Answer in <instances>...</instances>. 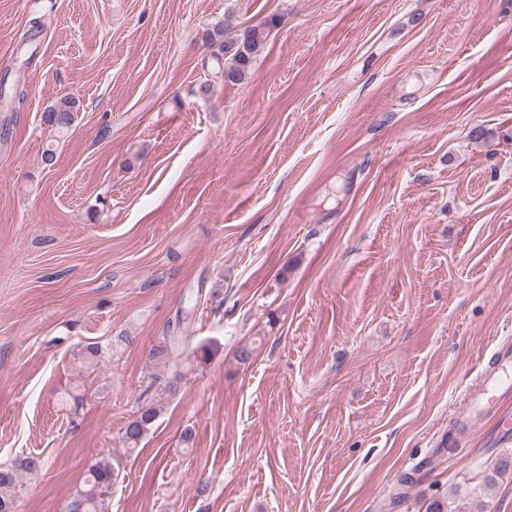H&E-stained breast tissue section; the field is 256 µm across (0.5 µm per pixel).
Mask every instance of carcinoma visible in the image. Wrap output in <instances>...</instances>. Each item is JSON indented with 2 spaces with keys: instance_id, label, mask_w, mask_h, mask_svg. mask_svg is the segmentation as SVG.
<instances>
[{
  "instance_id": "cac0c4a2",
  "label": "carcinoma",
  "mask_w": 512,
  "mask_h": 512,
  "mask_svg": "<svg viewBox=\"0 0 512 512\" xmlns=\"http://www.w3.org/2000/svg\"><path fill=\"white\" fill-rule=\"evenodd\" d=\"M276 19L271 17L259 23L247 25L229 40L223 39L224 26H216L205 34V41L217 45L222 62L224 83L236 85L243 82L250 72L253 62L266 44V40ZM77 101L73 96H64L44 112V121L58 132L68 130L74 121ZM179 326H168L163 336L145 351L146 365L154 369L149 384L142 392L147 395L154 387L165 390L174 389V382L164 379L159 371L166 368L185 342L186 337L178 335ZM158 418V410L149 400L139 404L136 411L123 429L122 438L129 450L137 449L144 436L153 427ZM40 468V462L34 457H24L10 466H0V512H15L16 487L19 472L34 473ZM118 472L107 460L92 463L86 470L82 487L77 491L70 512H103L104 496L112 488Z\"/></svg>"
}]
</instances>
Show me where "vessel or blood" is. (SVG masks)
<instances>
[{"label": "vessel or blood", "instance_id": "1", "mask_svg": "<svg viewBox=\"0 0 512 512\" xmlns=\"http://www.w3.org/2000/svg\"><path fill=\"white\" fill-rule=\"evenodd\" d=\"M512 392V350L504 348L498 353L493 366L485 368L480 379L471 384L465 410L458 412L454 421V435L463 429L473 428L480 416L498 412V422L504 431L512 430V414L499 413L498 404L502 396Z\"/></svg>", "mask_w": 512, "mask_h": 512}]
</instances>
